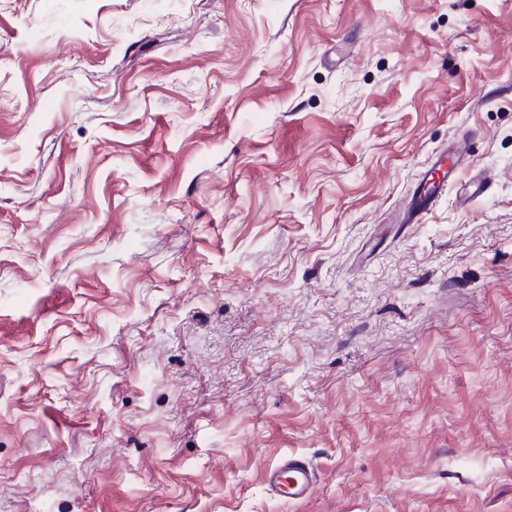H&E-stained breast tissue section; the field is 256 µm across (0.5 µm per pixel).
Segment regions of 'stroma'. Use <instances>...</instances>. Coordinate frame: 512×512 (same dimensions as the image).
<instances>
[{
  "label": "stroma",
  "mask_w": 512,
  "mask_h": 512,
  "mask_svg": "<svg viewBox=\"0 0 512 512\" xmlns=\"http://www.w3.org/2000/svg\"><path fill=\"white\" fill-rule=\"evenodd\" d=\"M0 512H512V0H0ZM466 153L464 142L457 145L451 153L438 152L431 160L430 167L420 178L426 191L416 189L413 193L411 206L402 219V224H414L425 213L438 197L448 190V185L456 179L459 169L458 160ZM264 483L274 496L286 501L302 502L313 493L315 473L306 458L287 455L266 469Z\"/></svg>",
  "instance_id": "35a3bbf8"
}]
</instances>
